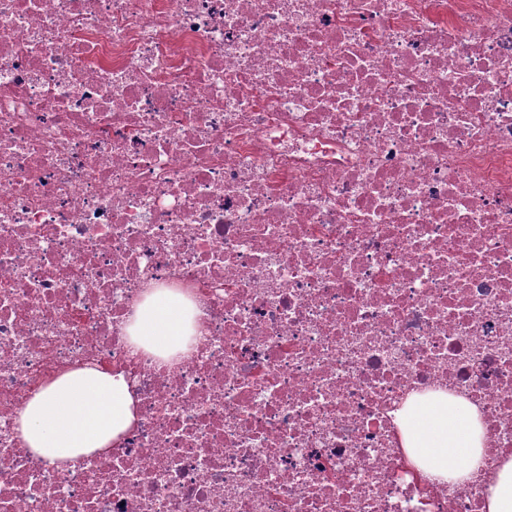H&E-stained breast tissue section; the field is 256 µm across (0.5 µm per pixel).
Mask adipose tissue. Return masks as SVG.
I'll use <instances>...</instances> for the list:
<instances>
[{
	"label": "adipose tissue",
	"mask_w": 512,
	"mask_h": 512,
	"mask_svg": "<svg viewBox=\"0 0 512 512\" xmlns=\"http://www.w3.org/2000/svg\"><path fill=\"white\" fill-rule=\"evenodd\" d=\"M197 310L168 288L145 293L127 332L132 354L163 359L189 352ZM124 373L85 364L58 373L30 399L15 430L35 457L75 467L116 445L137 420ZM410 458L435 479H460L477 467L484 431L475 406L445 394L406 403L394 413Z\"/></svg>",
	"instance_id": "adipose-tissue-1"
}]
</instances>
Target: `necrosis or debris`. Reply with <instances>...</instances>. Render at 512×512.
I'll use <instances>...</instances> for the list:
<instances>
[{
	"label": "necrosis or debris",
	"instance_id": "4bbe7bcc",
	"mask_svg": "<svg viewBox=\"0 0 512 512\" xmlns=\"http://www.w3.org/2000/svg\"><path fill=\"white\" fill-rule=\"evenodd\" d=\"M88 363L139 422L64 471L14 426ZM436 391L468 477L401 446ZM510 458L512 0H0V512H487ZM195 306L170 288H153L145 293L127 332L131 353L142 351L168 360L184 355L194 344ZM403 447L434 479H460L478 466L484 431L475 406L439 394L407 402L394 413Z\"/></svg>",
	"mask_w": 512,
	"mask_h": 512
}]
</instances>
